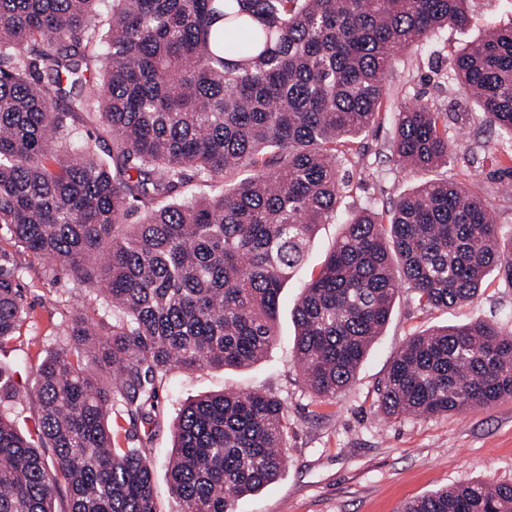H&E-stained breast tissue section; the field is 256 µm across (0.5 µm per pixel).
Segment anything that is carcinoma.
<instances>
[{
    "instance_id": "carcinoma-1",
    "label": "carcinoma",
    "mask_w": 512,
    "mask_h": 512,
    "mask_svg": "<svg viewBox=\"0 0 512 512\" xmlns=\"http://www.w3.org/2000/svg\"><path fill=\"white\" fill-rule=\"evenodd\" d=\"M0 0V230L112 308L76 312L68 347L36 372L40 445L10 418L19 392L0 366V512H156L144 448H122L118 401L150 425L173 370L243 367L275 341L284 284L336 215L341 159L378 123L396 50L463 27L469 0ZM486 121L512 135V27L449 62ZM112 135V162L78 114ZM396 165L452 161L448 113H396ZM250 175L218 197L198 179ZM145 216L127 223L130 213ZM0 253V350L27 318ZM512 285V236L475 188L428 180L366 210L294 308L306 386L335 397L354 381L402 284L422 310L475 298L487 272ZM112 367L103 379L96 363ZM512 397V333L489 322L413 333L380 388L387 414L462 413ZM288 416L266 392L187 401L174 427L169 488L181 512H237L285 467ZM53 449L46 458L41 449ZM400 512H512V483H459Z\"/></svg>"
}]
</instances>
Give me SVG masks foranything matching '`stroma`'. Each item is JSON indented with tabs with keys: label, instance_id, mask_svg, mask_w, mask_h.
Returning a JSON list of instances; mask_svg holds the SVG:
<instances>
[{
	"label": "stroma",
	"instance_id": "stroma-1",
	"mask_svg": "<svg viewBox=\"0 0 512 512\" xmlns=\"http://www.w3.org/2000/svg\"><path fill=\"white\" fill-rule=\"evenodd\" d=\"M469 25L434 35L421 46L399 50L386 80L387 115L364 140L361 167L349 170L335 218L320 225L305 266L287 282L280 298L276 340L257 364L237 369L171 371L158 388L153 424L121 432L120 442L147 449L154 468L157 512H180L168 487L172 429L186 400L226 390H262L278 395L288 411L287 461L279 477L238 503V512H398L409 500L453 484L480 480L512 482V398L459 414L431 417L388 415L378 406V388L410 334L440 325L495 322L512 331V286L490 272L473 300L443 309L420 310L412 289H402L391 317L361 364L349 389L333 398L309 391L292 357V310L318 270L362 210L390 207L424 178L401 171L387 145L402 104L422 100L448 114V138L458 159L434 170L437 179L474 184L503 235L512 234V176L495 159L512 151V136L492 126L466 87L452 79L449 60L476 40L486 26L512 22V0H469ZM21 268L19 286L29 316L10 346L27 358L16 380L22 390L21 429L33 427L39 402L31 386L46 356L66 339L60 325L78 310L110 318L106 304L67 275L43 277V259L9 246ZM40 338L39 346L28 343Z\"/></svg>",
	"mask_w": 512,
	"mask_h": 512
}]
</instances>
